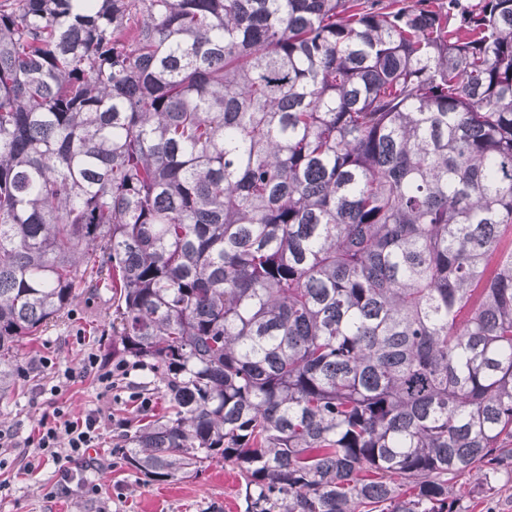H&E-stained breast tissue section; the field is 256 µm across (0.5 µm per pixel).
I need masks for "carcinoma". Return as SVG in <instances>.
<instances>
[{
    "mask_svg": "<svg viewBox=\"0 0 512 512\" xmlns=\"http://www.w3.org/2000/svg\"><path fill=\"white\" fill-rule=\"evenodd\" d=\"M512 0H0V393L111 293L166 482L464 512L512 482ZM490 481L465 475L459 486L466 512H512V483Z\"/></svg>",
    "mask_w": 512,
    "mask_h": 512,
    "instance_id": "obj_1",
    "label": "carcinoma"
}]
</instances>
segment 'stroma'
Masks as SVG:
<instances>
[{
  "instance_id": "1",
  "label": "stroma",
  "mask_w": 512,
  "mask_h": 512,
  "mask_svg": "<svg viewBox=\"0 0 512 512\" xmlns=\"http://www.w3.org/2000/svg\"><path fill=\"white\" fill-rule=\"evenodd\" d=\"M111 313L108 296L82 299L43 335L18 342L14 385L0 395V430L12 436L10 447H0V512H247L241 479L223 464L168 482L148 481L127 465L120 449L125 431L162 414L167 405L155 392L150 410L139 409L135 396L146 391L148 369L133 371L108 395L92 375L51 394L66 370L77 368L89 353L104 354L112 342ZM59 407L75 415L101 409L126 427L105 429L86 462L45 459L28 468L25 456L41 420ZM67 471L77 479L68 492H58ZM460 490L466 512H512V483L466 475Z\"/></svg>"
}]
</instances>
